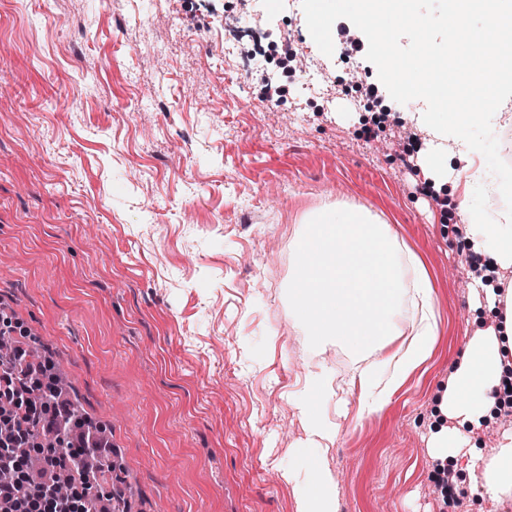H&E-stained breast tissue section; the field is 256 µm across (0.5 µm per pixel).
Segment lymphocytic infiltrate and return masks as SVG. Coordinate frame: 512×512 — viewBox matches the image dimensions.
<instances>
[{
  "mask_svg": "<svg viewBox=\"0 0 512 512\" xmlns=\"http://www.w3.org/2000/svg\"><path fill=\"white\" fill-rule=\"evenodd\" d=\"M44 370V364L18 347L10 363L0 367V400L12 405L8 415L11 433L0 439V470L13 475L11 481L0 483V512H18L23 504L40 505L43 512H59L64 501L55 492L58 475L76 471L81 459L101 448L95 434L73 419L54 384L40 382ZM39 435L56 438L58 445L38 449L42 463L32 469L14 449L30 445Z\"/></svg>",
  "mask_w": 512,
  "mask_h": 512,
  "instance_id": "obj_1",
  "label": "lymphocytic infiltrate"
}]
</instances>
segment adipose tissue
<instances>
[{
    "mask_svg": "<svg viewBox=\"0 0 512 512\" xmlns=\"http://www.w3.org/2000/svg\"><path fill=\"white\" fill-rule=\"evenodd\" d=\"M446 6L451 29L462 40H478L486 46L485 66L473 71L455 55L436 65L414 55L406 62L404 76L393 81L396 98L407 102L420 98L431 106L418 119L436 140L425 165L432 171V190L438 195L447 191L449 167L457 164L469 170L478 150L476 143L465 140L448 150L445 141L473 123L492 125L504 119L507 95L512 92V56L497 52L501 42L512 41V0H447ZM474 12L486 17L482 29L465 25ZM378 21L419 24L416 0H360L362 29ZM421 69L429 70V82L415 79ZM473 94L482 101L483 111L439 109L449 97L465 100ZM477 177L487 199L498 206L494 222L478 220L461 203H449L448 213L467 220L473 250L492 261L490 280H476L473 291L498 323L466 342L451 382L440 393L431 445L441 466L451 469L459 449L467 448L470 469L481 470L487 492L496 499L512 493V435L489 452L474 432L495 419L503 401L501 390L512 380V289H498L493 279L498 271L512 268V175L491 168L479 171ZM292 253L289 301L296 319L318 344L339 342L359 353L381 351L403 335L406 320H413L410 343L359 376V412H380L410 373L427 360L438 333L439 315L427 269L402 246L390 224L360 205L306 210ZM338 398V388L323 373L313 375L299 393V414L309 446L325 450L334 444L340 425L323 406ZM337 495L330 470L315 454L307 456L298 512H337Z\"/></svg>",
    "mask_w": 512,
    "mask_h": 512,
    "instance_id": "obj_1",
    "label": "adipose tissue"
}]
</instances>
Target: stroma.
I'll return each instance as SVG.
<instances>
[{
	"mask_svg": "<svg viewBox=\"0 0 512 512\" xmlns=\"http://www.w3.org/2000/svg\"><path fill=\"white\" fill-rule=\"evenodd\" d=\"M314 78L250 81L182 0H0V301L112 434L131 512H297L296 396L328 370L351 409L324 456L338 512H512L479 475L439 495L436 392L478 329L466 224H445L427 141L367 123L392 82L371 43L323 42L311 0H256ZM357 67L363 85L349 87ZM293 114L285 124L282 114ZM475 162L512 165V124H474ZM362 205L426 265L428 360L358 415L374 354L316 346L286 301L310 208Z\"/></svg>",
	"mask_w": 512,
	"mask_h": 512,
	"instance_id": "35a3bbf8",
	"label": "stroma"
}]
</instances>
